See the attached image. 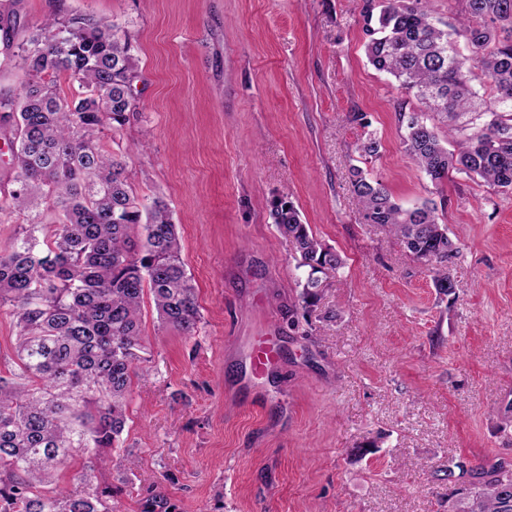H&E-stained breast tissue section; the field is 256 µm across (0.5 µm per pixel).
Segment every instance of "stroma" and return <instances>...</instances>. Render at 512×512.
I'll return each instance as SVG.
<instances>
[{"instance_id": "35a3bbf8", "label": "stroma", "mask_w": 512, "mask_h": 512, "mask_svg": "<svg viewBox=\"0 0 512 512\" xmlns=\"http://www.w3.org/2000/svg\"><path fill=\"white\" fill-rule=\"evenodd\" d=\"M0 91L28 80L4 45L35 22L109 18L139 60L136 116L106 136L138 198L172 213L196 288L195 335L142 330L122 464L76 457L55 484L111 485L114 512L147 490L176 512H451L448 462L512 459V193L426 178L403 144L402 92L364 50L355 0H0ZM380 153L363 162L352 112ZM406 206L429 198L456 239L453 295L387 227L363 223L349 171ZM289 196L343 259L312 305L270 216ZM276 345L253 385L248 350Z\"/></svg>"}]
</instances>
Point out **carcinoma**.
<instances>
[{
    "mask_svg": "<svg viewBox=\"0 0 512 512\" xmlns=\"http://www.w3.org/2000/svg\"><path fill=\"white\" fill-rule=\"evenodd\" d=\"M429 2L359 0L369 63L420 104L417 111L406 99L396 105L405 151L435 185L454 171L511 193L512 0H459L452 22L436 18ZM33 28L14 53L29 81L19 95H0V122L15 131L14 187L0 213H34L0 247V315L16 328L18 377L0 375V512H112L110 485L92 493L46 487L78 453L103 464L119 448L132 374L148 361L144 291L159 320L187 334L200 313L167 205L138 201L125 157L100 140L103 129L136 114L127 32L83 16ZM350 184L364 222L401 237L413 257L432 265L436 291L454 294L443 264L459 247L436 204L405 207L358 166ZM42 203L58 214L44 241ZM271 218L299 255L306 304L317 274L338 270L342 258L313 235L288 196L273 203ZM454 493L471 500L461 512H512V462L470 468L468 485ZM141 512L175 510L153 491Z\"/></svg>",
    "mask_w": 512,
    "mask_h": 512,
    "instance_id": "1",
    "label": "carcinoma"
}]
</instances>
